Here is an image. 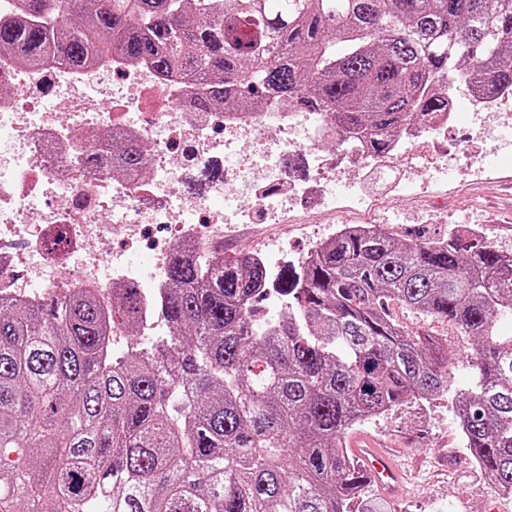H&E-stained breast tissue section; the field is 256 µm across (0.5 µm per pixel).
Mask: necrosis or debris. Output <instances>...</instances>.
<instances>
[{
  "label": "necrosis or debris",
  "instance_id": "necrosis-or-debris-1",
  "mask_svg": "<svg viewBox=\"0 0 512 512\" xmlns=\"http://www.w3.org/2000/svg\"><path fill=\"white\" fill-rule=\"evenodd\" d=\"M193 77L168 81L150 66L113 59L75 71L62 64L32 66L0 54V293L40 299L51 291L96 288L110 294L128 286L149 294L163 281L176 243L208 251L228 224L307 223L319 215L357 210L363 202L349 168L410 172L426 163L428 179L454 177L459 187L489 180L492 171L480 144L500 134L498 147L512 150V96L467 90L473 109L464 143L469 161L452 165L442 139L458 119L437 115L414 126L379 156L349 137L341 152L319 149L329 127L322 112L286 106L242 105L200 110ZM133 136L148 145L132 177L76 164L84 151L108 154L116 139ZM304 151L311 159L307 181L293 179L282 156ZM227 157L223 178L201 198L175 189L186 167L204 168ZM168 225L175 237L154 241L151 259L136 264L105 255L113 232L136 235L140 225ZM61 247H53L56 238Z\"/></svg>",
  "mask_w": 512,
  "mask_h": 512
}]
</instances>
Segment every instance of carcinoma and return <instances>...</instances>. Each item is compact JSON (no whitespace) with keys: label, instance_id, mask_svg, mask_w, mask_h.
Returning a JSON list of instances; mask_svg holds the SVG:
<instances>
[{"label":"carcinoma","instance_id":"carcinoma-1","mask_svg":"<svg viewBox=\"0 0 512 512\" xmlns=\"http://www.w3.org/2000/svg\"><path fill=\"white\" fill-rule=\"evenodd\" d=\"M0 49L84 70L112 56L196 106L293 105L385 152L460 85L512 92V0H18ZM146 145L107 165L134 170ZM141 327L133 288L0 299V512H353L369 483L348 433L453 381L443 345L392 301L470 341L455 390L465 445L512 491V256L457 225L400 241L343 226L258 312L263 260L178 247Z\"/></svg>","mask_w":512,"mask_h":512}]
</instances>
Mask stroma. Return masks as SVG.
Returning a JSON list of instances; mask_svg holds the SVG:
<instances>
[{
  "label": "stroma",
  "instance_id": "stroma-1",
  "mask_svg": "<svg viewBox=\"0 0 512 512\" xmlns=\"http://www.w3.org/2000/svg\"><path fill=\"white\" fill-rule=\"evenodd\" d=\"M493 148L490 140L483 146L487 162L497 171L493 184L464 191L448 182L422 195L418 188L426 174L419 171L390 209L371 215V222L400 240L424 233L444 236L455 224L484 223L495 248L512 253V164L502 165ZM353 220L348 213L338 216L336 224ZM336 224H291L284 229L269 224H228L224 227V253L233 256L260 251L279 266L294 268L316 240L334 232ZM389 310L407 330L446 340L455 386L469 383L468 344L447 322L420 318L396 304ZM455 410V394L449 391L428 402L408 401L356 427L355 436L376 438L408 471V481L396 500L384 499L372 487L363 495L358 512H487L494 497L501 512H512V500L499 499L497 488L466 448Z\"/></svg>",
  "mask_w": 512,
  "mask_h": 512
}]
</instances>
